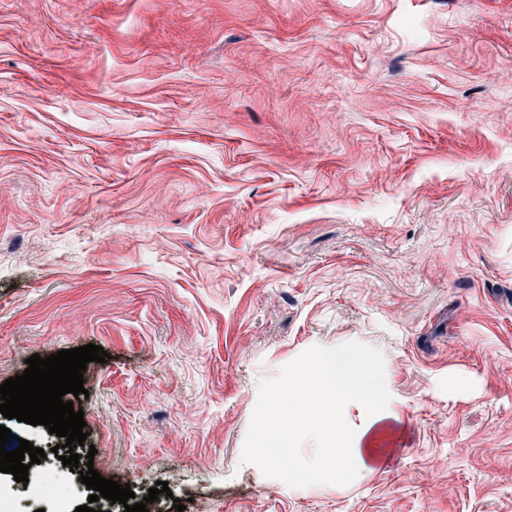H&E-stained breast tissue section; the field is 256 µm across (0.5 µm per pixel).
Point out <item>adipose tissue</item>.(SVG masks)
<instances>
[{
  "instance_id": "obj_1",
  "label": "adipose tissue",
  "mask_w": 512,
  "mask_h": 512,
  "mask_svg": "<svg viewBox=\"0 0 512 512\" xmlns=\"http://www.w3.org/2000/svg\"><path fill=\"white\" fill-rule=\"evenodd\" d=\"M379 380L374 367L344 352L321 357L314 365L298 372L296 383L302 391L319 395L321 418L309 428L312 439L318 444V452L295 470V477L302 478L310 473L339 481L353 469L364 466L368 449L337 447L333 424L337 407L345 402L358 400L367 407H375L380 393Z\"/></svg>"
}]
</instances>
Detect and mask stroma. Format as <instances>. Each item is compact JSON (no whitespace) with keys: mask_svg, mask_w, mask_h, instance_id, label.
<instances>
[{"mask_svg":"<svg viewBox=\"0 0 512 512\" xmlns=\"http://www.w3.org/2000/svg\"><path fill=\"white\" fill-rule=\"evenodd\" d=\"M89 343L149 512H512V0H0V383ZM337 352L383 454L300 491Z\"/></svg>","mask_w":512,"mask_h":512,"instance_id":"1","label":"stroma"}]
</instances>
